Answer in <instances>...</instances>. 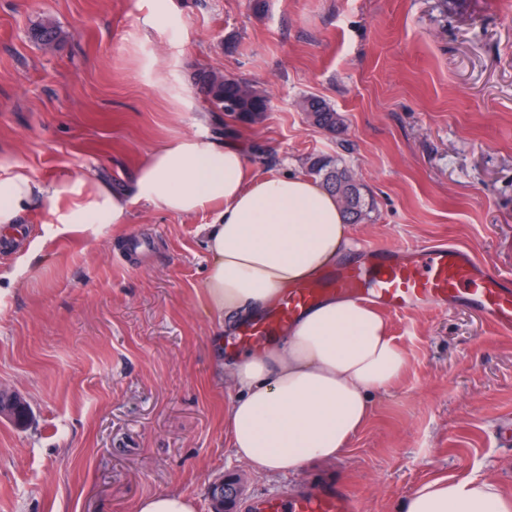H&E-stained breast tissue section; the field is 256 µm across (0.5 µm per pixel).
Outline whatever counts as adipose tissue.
Instances as JSON below:
<instances>
[{
    "label": "adipose tissue",
    "mask_w": 512,
    "mask_h": 512,
    "mask_svg": "<svg viewBox=\"0 0 512 512\" xmlns=\"http://www.w3.org/2000/svg\"><path fill=\"white\" fill-rule=\"evenodd\" d=\"M247 168L243 146L198 135L161 145L121 193L93 179H37L15 166L0 172V234H13L24 214L63 194L70 198L57 214L63 233L128 223L135 201L174 215L218 209L202 228L209 270L201 314L225 334L240 315L257 316L283 289L330 269L349 247L335 195L305 176L251 178ZM404 364L371 303L325 298L285 335L223 365L235 390L225 418L236 458L261 474L342 458L374 394ZM402 512H512V501L487 480L438 479L409 495Z\"/></svg>",
    "instance_id": "obj_1"
}]
</instances>
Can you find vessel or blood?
<instances>
[{"mask_svg": "<svg viewBox=\"0 0 512 512\" xmlns=\"http://www.w3.org/2000/svg\"><path fill=\"white\" fill-rule=\"evenodd\" d=\"M365 257L293 285L260 318L247 322L227 346L257 349L328 295H346L394 312L426 306L450 309L465 300L472 309L512 330V280L489 273L464 247L402 248L367 244ZM246 512H359L348 489L324 483L316 488L269 493L245 503Z\"/></svg>", "mask_w": 512, "mask_h": 512, "instance_id": "obj_1", "label": "vessel or blood"}]
</instances>
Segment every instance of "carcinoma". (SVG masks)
<instances>
[{"instance_id":"cac0c4a2","label":"carcinoma","mask_w":512,"mask_h":512,"mask_svg":"<svg viewBox=\"0 0 512 512\" xmlns=\"http://www.w3.org/2000/svg\"><path fill=\"white\" fill-rule=\"evenodd\" d=\"M32 37L44 46H53L61 41L63 34L52 21L41 20L32 29ZM193 81L214 109L241 121L256 123L270 110V98L245 79L203 70L194 75ZM301 109L310 122L330 132L336 133L343 126L341 115L319 99H304ZM308 173L320 178L322 186L336 194L346 223L356 224L369 216V203L360 183L340 161L311 158Z\"/></svg>"}]
</instances>
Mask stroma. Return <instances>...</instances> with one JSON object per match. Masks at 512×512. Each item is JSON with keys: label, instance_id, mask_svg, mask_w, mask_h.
<instances>
[{"label": "stroma", "instance_id": "obj_1", "mask_svg": "<svg viewBox=\"0 0 512 512\" xmlns=\"http://www.w3.org/2000/svg\"><path fill=\"white\" fill-rule=\"evenodd\" d=\"M48 19L62 41L29 36ZM207 69L271 98L262 122L211 111ZM316 97L340 134L300 108ZM239 142L251 174L350 167L373 208L366 243L468 247L512 274V0H0V165L45 180L130 188L166 141ZM133 202L125 224L55 232L51 206L0 239V388L29 405L0 418V512H136L160 492L211 512L332 479L361 512H400L421 484L480 479L512 496V332L458 305L385 312L405 368L376 394L340 460L280 475L238 461L224 425L234 390L202 317L201 225Z\"/></svg>", "mask_w": 512, "mask_h": 512}]
</instances>
